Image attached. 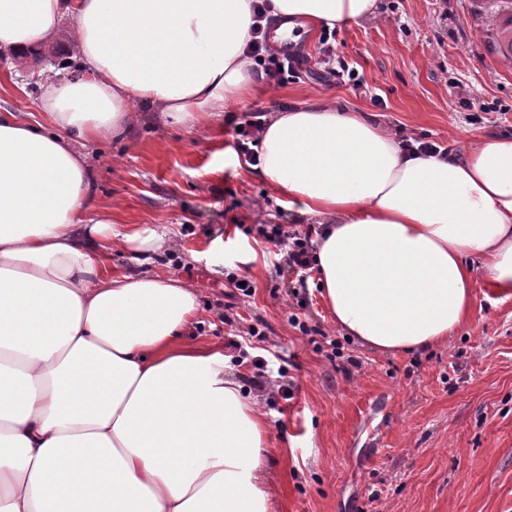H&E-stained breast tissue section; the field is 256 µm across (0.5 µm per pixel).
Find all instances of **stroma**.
Returning <instances> with one entry per match:
<instances>
[{"instance_id": "obj_1", "label": "stroma", "mask_w": 512, "mask_h": 512, "mask_svg": "<svg viewBox=\"0 0 512 512\" xmlns=\"http://www.w3.org/2000/svg\"><path fill=\"white\" fill-rule=\"evenodd\" d=\"M494 31L487 0H378L374 17L336 32L346 74L325 72L326 32L315 29L300 38L299 77L258 84L218 131L165 124L137 103L141 118L127 134L89 146L94 212L172 230L171 257L151 270L198 288L199 340L223 350L227 373L243 384L254 367L239 365L231 342L258 327L248 351L266 360L272 385L292 386V399L265 405L274 446L264 466L278 512H512V297L478 283L466 324L423 354H380L343 336L319 289L298 306L292 275L257 234L260 224L310 219L239 166L228 123L326 97L455 152L512 136V61L489 53ZM79 65L69 15L25 62L0 51V112L38 114L43 76ZM219 236L220 255L210 250ZM229 271L252 281L251 296L233 294ZM293 313L339 341L342 358L328 359L325 344L292 327Z\"/></svg>"}]
</instances>
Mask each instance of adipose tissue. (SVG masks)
<instances>
[{"label": "adipose tissue", "instance_id": "ef3b65f1", "mask_svg": "<svg viewBox=\"0 0 512 512\" xmlns=\"http://www.w3.org/2000/svg\"><path fill=\"white\" fill-rule=\"evenodd\" d=\"M254 0H0V51L27 56L73 16L82 73L45 79L40 119L0 113V512H274L258 396L194 341L187 282L113 270L165 256L168 233L80 222L89 139L155 106L174 124L223 118L252 91ZM282 33L374 16L376 0H268ZM253 170L316 217L322 297L379 352L447 343L477 273L512 293V137L465 155L403 153L333 100L265 116Z\"/></svg>", "mask_w": 512, "mask_h": 512}]
</instances>
